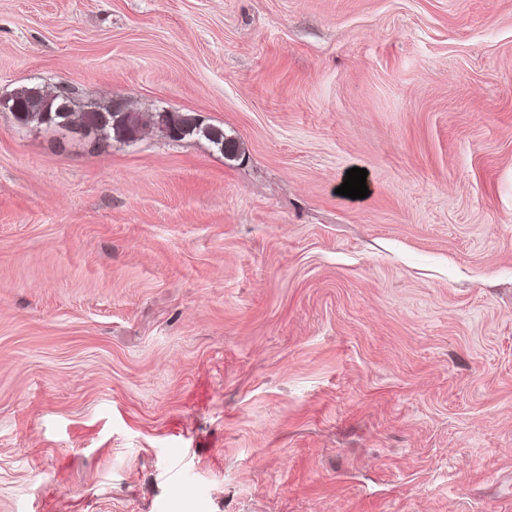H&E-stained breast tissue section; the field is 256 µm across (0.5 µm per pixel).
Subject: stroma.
<instances>
[{"label":"stroma","instance_id":"stroma-1","mask_svg":"<svg viewBox=\"0 0 512 512\" xmlns=\"http://www.w3.org/2000/svg\"><path fill=\"white\" fill-rule=\"evenodd\" d=\"M23 85L231 149L0 111V512H512V0H0ZM57 93V92H56ZM54 93V95L56 94ZM52 96L39 87L24 86L10 96V106L3 107L13 115L21 126L36 123L53 127L59 131H83L94 134L98 142L116 140L126 142L137 137L149 125L170 140H184L191 137H204L219 151L227 149L224 131L218 127L204 125L198 115L174 112H136L119 101L107 104L87 103L80 105L74 92ZM177 130L180 137L171 135Z\"/></svg>","mask_w":512,"mask_h":512}]
</instances>
